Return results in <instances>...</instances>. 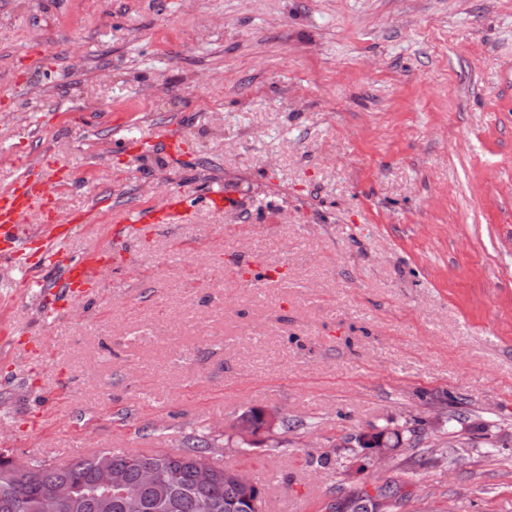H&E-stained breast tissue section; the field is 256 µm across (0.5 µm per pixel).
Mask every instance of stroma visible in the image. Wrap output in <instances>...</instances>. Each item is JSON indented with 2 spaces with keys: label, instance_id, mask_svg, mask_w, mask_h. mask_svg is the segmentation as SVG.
<instances>
[{
  "label": "stroma",
  "instance_id": "1",
  "mask_svg": "<svg viewBox=\"0 0 512 512\" xmlns=\"http://www.w3.org/2000/svg\"><path fill=\"white\" fill-rule=\"evenodd\" d=\"M25 161L71 174L58 266H109L49 317L39 247L0 257V449L203 434L262 512L389 481L403 512H512V0H0V189ZM174 192L186 223L119 238ZM252 408L290 427L244 451ZM391 423L380 468L355 437Z\"/></svg>",
  "mask_w": 512,
  "mask_h": 512
}]
</instances>
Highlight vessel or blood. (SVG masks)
Instances as JSON below:
<instances>
[{
  "label": "vessel or blood",
  "mask_w": 512,
  "mask_h": 512,
  "mask_svg": "<svg viewBox=\"0 0 512 512\" xmlns=\"http://www.w3.org/2000/svg\"><path fill=\"white\" fill-rule=\"evenodd\" d=\"M66 180L64 169L47 168L40 173L27 175L8 189L0 191V241L9 243V255L14 261H21L27 249L23 226L33 203L39 202L43 207H51L57 186ZM188 208L186 197L174 193L159 206L114 212L112 221L124 233L136 237L160 224L181 223ZM103 261L100 251L94 250L59 267L56 282L36 280L35 286L47 313L59 312L62 302L73 300L88 289L97 287Z\"/></svg>",
  "instance_id": "b4317fda"
}]
</instances>
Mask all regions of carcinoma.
Returning <instances> with one entry per match:
<instances>
[{
    "label": "carcinoma",
    "instance_id": "carcinoma-1",
    "mask_svg": "<svg viewBox=\"0 0 512 512\" xmlns=\"http://www.w3.org/2000/svg\"><path fill=\"white\" fill-rule=\"evenodd\" d=\"M212 444L204 436H189L176 452L160 450L152 455L102 451L89 458L55 466L45 460H29L21 471L0 453V512H41L44 496L52 493L57 512H241L245 485L239 472L212 467L208 480L200 478L198 464L210 460ZM156 470L160 479L144 481V470ZM117 476L138 490V497L124 500L105 480ZM409 497L391 484L375 487V494L361 489L338 497L332 512H385L384 503L401 508Z\"/></svg>",
    "mask_w": 512,
    "mask_h": 512
}]
</instances>
